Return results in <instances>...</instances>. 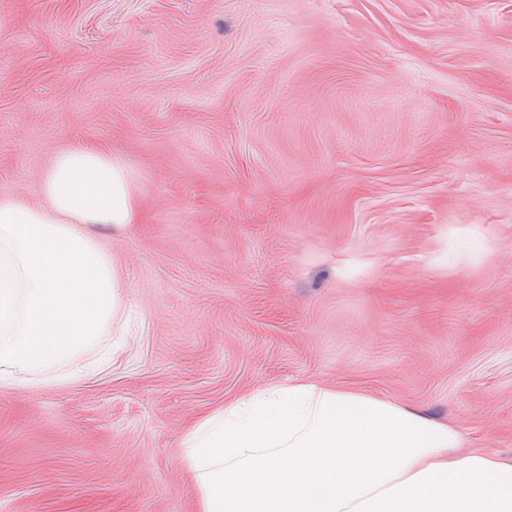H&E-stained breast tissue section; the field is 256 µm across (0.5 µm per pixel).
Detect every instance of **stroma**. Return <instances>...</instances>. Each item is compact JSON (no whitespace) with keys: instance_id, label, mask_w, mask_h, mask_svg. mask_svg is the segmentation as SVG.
Returning <instances> with one entry per match:
<instances>
[{"instance_id":"1","label":"stroma","mask_w":512,"mask_h":512,"mask_svg":"<svg viewBox=\"0 0 512 512\" xmlns=\"http://www.w3.org/2000/svg\"><path fill=\"white\" fill-rule=\"evenodd\" d=\"M0 193L135 173L124 350L0 391V512H201L183 434L309 380L512 458V0H0Z\"/></svg>"}]
</instances>
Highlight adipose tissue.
Instances as JSON below:
<instances>
[{"label": "adipose tissue", "mask_w": 512, "mask_h": 512, "mask_svg": "<svg viewBox=\"0 0 512 512\" xmlns=\"http://www.w3.org/2000/svg\"><path fill=\"white\" fill-rule=\"evenodd\" d=\"M134 173L100 146L60 150L39 204L0 195V389L61 380L123 325L124 283L99 232L135 221ZM423 412L292 382L256 391L183 437L202 512H512V462Z\"/></svg>", "instance_id": "adipose-tissue-1"}]
</instances>
